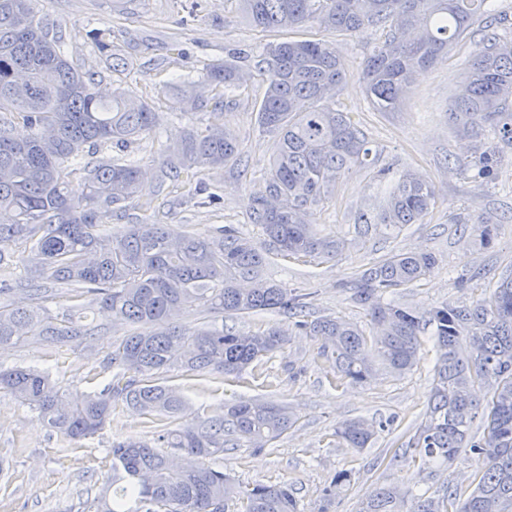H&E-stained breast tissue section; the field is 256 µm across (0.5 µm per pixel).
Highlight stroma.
<instances>
[{
  "mask_svg": "<svg viewBox=\"0 0 512 512\" xmlns=\"http://www.w3.org/2000/svg\"><path fill=\"white\" fill-rule=\"evenodd\" d=\"M34 7L61 23L68 56L83 69L100 67L91 31L110 33L127 65L105 74L104 87L121 85L152 103L162 115L157 133L138 140L128 151L107 146L82 154L85 164L122 155L148 172V185L155 192L150 208L130 203L113 215V233L148 222L206 236L232 224L260 238V229L250 224L248 214L279 142L255 121L253 108L262 98L264 83L253 59L266 43L279 40V33L254 27L241 0H129L124 7L113 5L112 0H34ZM303 35L336 46L346 73L336 107L362 127L380 165L425 174L435 184L439 199L424 223L409 225L397 234L376 231L360 241L355 219L381 204L385 187L365 170H350L315 215L319 231L349 240L342 256L325 263L271 264L266 276L311 292V317L339 316L366 330L369 318L350 290L357 274L394 252L427 251L437 259L434 272L422 283L401 289L397 302L424 316L445 304H471L502 274L512 271V148H503L492 184L476 183L472 161L480 139L464 132L449 116L453 90L481 32L455 43L446 62L420 79L393 112L373 109L359 81L366 56L381 38L380 29L364 27L345 37L309 27ZM231 49L249 56L243 64L247 81L221 115L225 128L240 144L241 165L184 174L175 180L162 177V148L212 119L206 109L180 114L164 96L163 85L197 78ZM478 214L497 228L492 245H483L476 232L461 229L462 222ZM177 322L187 327L210 323L249 333L289 324L288 318L271 311L222 319L200 305L183 309ZM127 331L124 325L101 326L87 352L25 339L6 347L0 365L48 368L70 390H98L107 383L108 374L92 379L88 371ZM318 350L316 338L296 332L285 353L276 354L258 378L239 383L220 374L188 376L173 370L164 380L181 389L193 415L202 418L222 417L225 404L240 397L288 405L296 422L273 447L228 448L213 465L244 486L290 484L299 512H320L328 488L333 491L329 512H358L361 499L383 483L436 498L445 488L469 485L479 464L468 454H461L453 467L434 476L403 456L402 445L421 422L430 394V369L436 356L432 342L424 343L418 365L404 375L380 370L364 383L339 388L330 384ZM353 418L386 424L373 446L360 452L343 447L334 436L337 427ZM162 427L161 421L119 403L102 431L69 443L38 419L35 411L0 391V512H70L72 506L93 500L112 473L107 448L128 437H152Z\"/></svg>",
  "mask_w": 512,
  "mask_h": 512,
  "instance_id": "obj_1",
  "label": "stroma"
}]
</instances>
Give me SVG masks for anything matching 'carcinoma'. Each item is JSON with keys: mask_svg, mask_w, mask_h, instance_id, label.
<instances>
[{"mask_svg": "<svg viewBox=\"0 0 512 512\" xmlns=\"http://www.w3.org/2000/svg\"><path fill=\"white\" fill-rule=\"evenodd\" d=\"M488 0H242L243 10L263 31L293 33L308 26L350 36L364 26L385 30L368 55L363 88L380 112L395 111L412 87L448 56L453 43L475 27L484 32L456 94L452 118L474 134L489 129L497 143L480 145L477 177L496 179L498 145L512 146V35L494 31ZM99 61L110 71L126 65L112 42L93 33ZM265 89L257 109L259 127L279 136L263 188L253 200L250 222L260 226L256 241L227 225L210 237L176 232L168 224H129L119 235L104 232L112 213L132 201L151 203L153 193L141 169L113 158L79 170L74 161L86 148L123 150L152 133L159 113L122 87L99 90L97 72L82 70L64 50L59 23L38 14L33 0H0V236L30 246L35 264L0 295L15 289L33 297L50 286H69L73 305L57 322L40 306H0V348L29 337L54 347H87L95 330L86 310L111 325L144 324L154 332L117 338L104 367L111 381L93 392L69 391L34 368L0 367V391L29 406L47 425L75 442L103 430L113 405L124 402L150 417L175 422L186 415L178 389L163 382L173 369L237 375L260 371L269 357L288 347V330L271 325L249 336L208 323L190 328L176 318L200 303L216 316L275 310L295 319L298 331L321 342L320 357L338 383L367 380L380 364L401 375L419 362L422 335L431 330L437 350L425 416L405 443L403 455L433 475L465 451L477 456L474 488H448L438 498L413 497L410 512H512V272L470 306L444 305L422 319L385 295L426 280L437 259L431 253L400 252L373 263L356 277L354 298L376 328L367 336L340 317L300 320L309 294L288 289L264 274L274 259L334 260L349 245L345 238L315 230V208L332 197L345 173L362 168L389 182L381 208L359 214L358 234L399 233L422 224L437 203L427 177L378 166L364 131L336 109V90L346 78L329 43L303 37L265 44L258 55ZM237 53L209 64L203 76L170 89L183 112L211 100L213 89L240 87ZM22 124L28 134L14 133ZM242 155L220 114L202 130L187 131L164 148L166 177L237 165ZM85 174V194L72 198L69 178ZM473 231L489 245L496 227L476 217ZM488 388L485 404L473 399ZM482 416L478 439L471 425ZM296 419L273 401L239 400L225 406L219 421L200 420L164 428L152 439L112 444V471L125 484L102 489L80 512H226L231 502L243 512H298L286 483L243 487L208 459L245 442L269 448ZM377 430L362 419L336 429L347 448L370 447ZM165 448L182 452L170 464ZM400 489L381 484L358 512H401Z\"/></svg>", "mask_w": 512, "mask_h": 512, "instance_id": "1", "label": "carcinoma"}]
</instances>
